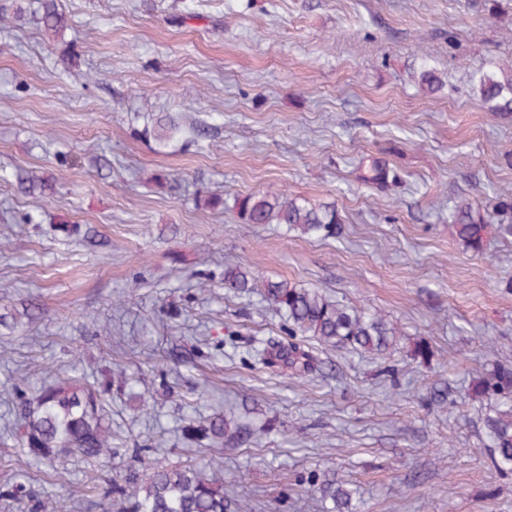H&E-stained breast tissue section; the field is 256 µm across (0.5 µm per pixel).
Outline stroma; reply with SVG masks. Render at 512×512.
Returning a JSON list of instances; mask_svg holds the SVG:
<instances>
[{
	"instance_id": "1",
	"label": "stroma",
	"mask_w": 512,
	"mask_h": 512,
	"mask_svg": "<svg viewBox=\"0 0 512 512\" xmlns=\"http://www.w3.org/2000/svg\"><path fill=\"white\" fill-rule=\"evenodd\" d=\"M40 3L0 0V490H25L0 512H100L85 462L19 463L12 435L21 379L69 363L103 396L113 467L136 448L182 461L188 418L224 412L260 445L194 460L255 512H296L326 473L365 512H512L488 406L467 396L491 357L512 361V239L477 255L448 222L459 196L491 209L512 187V120L470 81L512 59V0H58L57 37L34 22ZM425 62L445 81L431 95ZM170 114L183 131L157 140ZM370 155L396 189L357 181ZM31 175L52 190H30ZM270 188L335 203L340 236L195 203ZM238 261L404 334L387 355L308 338L312 373L260 368L252 344L284 338L283 322L225 288Z\"/></svg>"
}]
</instances>
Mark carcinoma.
<instances>
[{"label":"carcinoma","mask_w":512,"mask_h":512,"mask_svg":"<svg viewBox=\"0 0 512 512\" xmlns=\"http://www.w3.org/2000/svg\"><path fill=\"white\" fill-rule=\"evenodd\" d=\"M38 23L47 32L58 34L68 28L66 15L54 0H44ZM418 84L428 94L440 91L444 81L436 69L420 68ZM472 90L487 111L512 117V61H496L472 77ZM357 179L384 191L397 184V175L388 163L370 158L357 167ZM197 203L207 209L235 211L246 224H282L288 230L310 237H336L342 218L334 203H313L286 191H267L234 197L227 206L224 197L205 195ZM448 221L465 248L479 254L489 232L512 237V193L501 195L499 219L475 200L462 198L451 208ZM224 287L238 293L260 292L266 307L284 320L289 340L256 351L262 364L300 375L314 368L315 358L296 338L309 336L337 349L383 354L400 340L398 325L364 306L345 305L326 297L318 288H309L287 279L264 278L250 266L238 263L224 267ZM30 388L23 399L22 423L17 441L32 459L50 470L70 457L99 466L112 460V430L105 422L104 403L99 391L83 378L58 372L47 386ZM468 396L492 402L483 420L493 466L512 472V364L495 363L483 376L472 379ZM238 419L215 414L203 420H189L185 436L199 444L233 436ZM152 449H132L131 463L119 475L107 473L101 487L103 512H243L224 495V480L192 462L158 466ZM321 512H359L356 490L334 475H323L315 489Z\"/></svg>","instance_id":"cac0c4a2"}]
</instances>
